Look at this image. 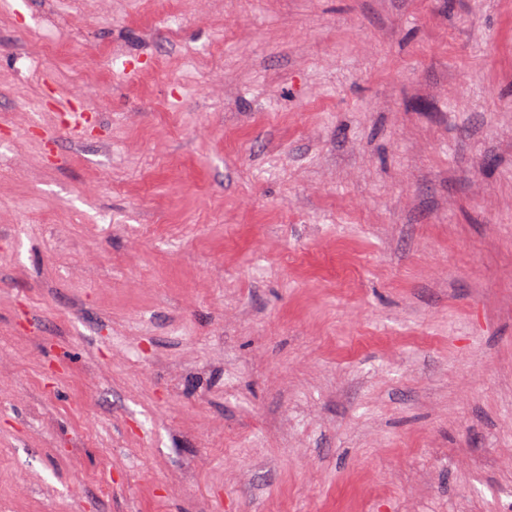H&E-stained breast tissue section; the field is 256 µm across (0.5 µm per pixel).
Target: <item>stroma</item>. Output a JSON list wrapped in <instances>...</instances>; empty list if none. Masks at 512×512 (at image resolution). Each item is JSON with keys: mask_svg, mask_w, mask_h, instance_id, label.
<instances>
[{"mask_svg": "<svg viewBox=\"0 0 512 512\" xmlns=\"http://www.w3.org/2000/svg\"><path fill=\"white\" fill-rule=\"evenodd\" d=\"M508 500L512 0H0V512Z\"/></svg>", "mask_w": 512, "mask_h": 512, "instance_id": "stroma-1", "label": "stroma"}]
</instances>
